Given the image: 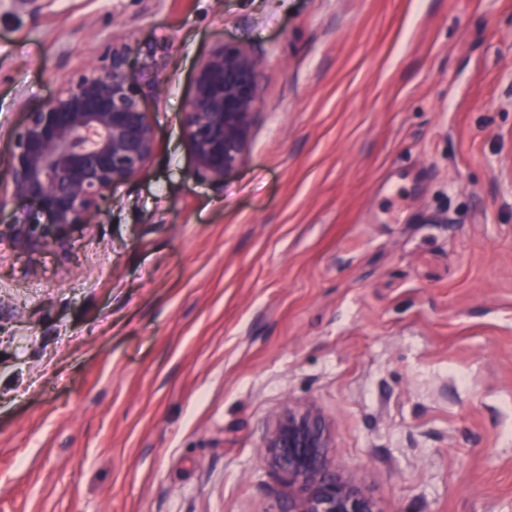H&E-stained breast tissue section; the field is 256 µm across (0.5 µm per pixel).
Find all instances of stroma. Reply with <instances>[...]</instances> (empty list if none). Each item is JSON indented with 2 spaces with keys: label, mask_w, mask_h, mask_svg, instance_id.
Returning <instances> with one entry per match:
<instances>
[{
  "label": "stroma",
  "mask_w": 512,
  "mask_h": 512,
  "mask_svg": "<svg viewBox=\"0 0 512 512\" xmlns=\"http://www.w3.org/2000/svg\"><path fill=\"white\" fill-rule=\"evenodd\" d=\"M115 37L158 149L69 258L0 238V512H275L291 402L383 512H512V0H0V166ZM222 44L262 69L217 186ZM261 60L240 47L220 46L198 65L181 124L197 177L223 185L245 159L259 105Z\"/></svg>",
  "instance_id": "obj_1"
}]
</instances>
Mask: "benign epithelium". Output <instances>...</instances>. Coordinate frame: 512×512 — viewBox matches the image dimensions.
<instances>
[{
    "mask_svg": "<svg viewBox=\"0 0 512 512\" xmlns=\"http://www.w3.org/2000/svg\"><path fill=\"white\" fill-rule=\"evenodd\" d=\"M130 47L112 42L101 64L27 113L0 174V225L17 251L68 257L72 233L138 177L157 150L147 97L163 91L129 70ZM261 60L220 46L198 65L181 124L197 177L215 185L245 159L259 105ZM260 456L288 482L276 512H382L364 486L344 476L329 428L312 406L287 404L268 423Z\"/></svg>",
    "mask_w": 512,
    "mask_h": 512,
    "instance_id": "1",
    "label": "benign epithelium"
}]
</instances>
